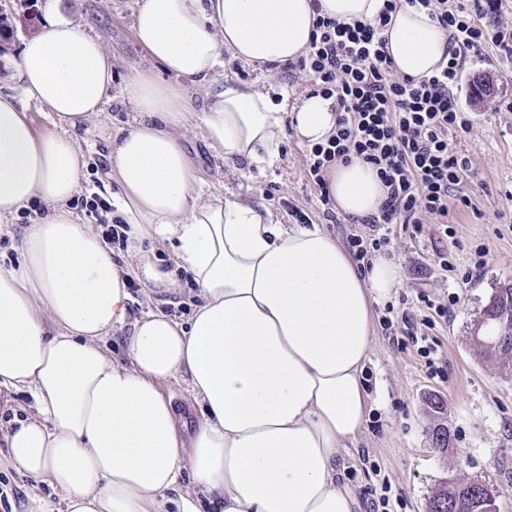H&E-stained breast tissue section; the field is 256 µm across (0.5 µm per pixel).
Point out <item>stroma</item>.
<instances>
[{
  "label": "stroma",
  "instance_id": "1",
  "mask_svg": "<svg viewBox=\"0 0 512 512\" xmlns=\"http://www.w3.org/2000/svg\"><path fill=\"white\" fill-rule=\"evenodd\" d=\"M11 25L0 31V93H16L4 57L16 54L23 37L36 34L48 8H55L98 37L112 55L110 101L102 120L115 127L131 123L135 109L119 90L130 68H152L137 42L133 22L137 0H36L21 9L18 0H5ZM222 79L257 87L269 83L287 87L292 97L308 95L305 72L281 68L275 80L263 69L225 55ZM458 96L470 119L466 131L451 135L452 146L470 162L469 179L460 193L471 206L448 203L452 236H444L433 218L420 233L393 225L379 251L397 267L399 277L389 296L374 307L375 336L365 380L380 407L366 424L358 445L360 462L348 473L362 506L373 493L386 494L389 512H426L429 497L445 478L461 477L490 485L499 512H512V374L484 359L472 336L492 288L512 282V58L486 45L472 58L460 82ZM179 134L189 159L204 182V195L221 194L266 206L274 221L295 223L296 213L334 234L340 243L351 235L369 239L371 225L359 218L324 215L320 193L307 171V146L292 127L280 137V159L258 170L224 158L210 148L199 117H191ZM486 258H479V251ZM449 259L454 271L442 269ZM428 301H421V294ZM452 303L448 317H439L435 304ZM407 321L415 335H427L445 372L433 375L412 345L393 342L382 323ZM439 398L434 412L430 398ZM451 434L448 450H435L433 429ZM52 497L46 484L19 468L0 464V512H26L30 496Z\"/></svg>",
  "mask_w": 512,
  "mask_h": 512
}]
</instances>
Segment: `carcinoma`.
<instances>
[{
	"label": "carcinoma",
	"mask_w": 512,
	"mask_h": 512,
	"mask_svg": "<svg viewBox=\"0 0 512 512\" xmlns=\"http://www.w3.org/2000/svg\"><path fill=\"white\" fill-rule=\"evenodd\" d=\"M482 334L473 337L486 357L498 362L504 370L512 368V284L493 289L484 309ZM493 491L481 481L448 479L429 498L430 512H480L485 499Z\"/></svg>",
	"instance_id": "cac0c4a2"
}]
</instances>
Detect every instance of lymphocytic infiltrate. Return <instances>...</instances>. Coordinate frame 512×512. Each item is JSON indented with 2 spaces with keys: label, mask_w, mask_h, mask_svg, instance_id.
I'll return each mask as SVG.
<instances>
[{
  "label": "lymphocytic infiltrate",
  "mask_w": 512,
  "mask_h": 512,
  "mask_svg": "<svg viewBox=\"0 0 512 512\" xmlns=\"http://www.w3.org/2000/svg\"><path fill=\"white\" fill-rule=\"evenodd\" d=\"M496 5L497 0H383L370 21L347 25L316 17L297 67L338 112L331 136L308 150V174L322 205L331 203L327 173L336 163L358 159L371 164L388 189L374 227L417 229L428 216L447 220L448 198L469 170L468 158L449 141L469 126L456 90L470 58L486 43L512 56V28L492 32L475 21ZM406 6L425 9L448 35V60L431 76L397 74L386 49L383 31Z\"/></svg>",
  "instance_id": "f902f5d3"
}]
</instances>
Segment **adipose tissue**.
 Masks as SVG:
<instances>
[{
	"label": "adipose tissue",
	"instance_id": "ef3b65f1",
	"mask_svg": "<svg viewBox=\"0 0 512 512\" xmlns=\"http://www.w3.org/2000/svg\"><path fill=\"white\" fill-rule=\"evenodd\" d=\"M382 0H138L139 44L183 85L132 69L121 95L132 125L108 133L101 196L127 226L118 266L69 202L85 177L77 127L99 119L112 59L82 26L48 13L9 67L20 96L0 94V230L31 202L22 261L0 268V388L27 390L33 419L5 434L8 460L63 496L65 512H360L345 474L374 401L363 373L373 305L396 284L391 262L360 273L319 227L272 223L268 210L214 196L176 133L199 112L204 137L225 158L265 169L292 125L300 142H325L332 100L288 105L287 91L219 82L224 54L275 70L301 56L317 15L342 23L377 16ZM396 71L436 69L448 39L424 10L404 7L384 31ZM205 89L203 100L185 85ZM52 122L35 132L19 100ZM337 210L364 218L387 197L375 169L336 164ZM173 247L171 265L156 257ZM188 271L201 303L191 323L161 312L129 318L128 275L149 296L175 293ZM124 334L127 362L101 346ZM184 380L202 420L183 440L159 390ZM194 486L182 488L184 475Z\"/></svg>",
	"mask_w": 512,
	"mask_h": 512
}]
</instances>
